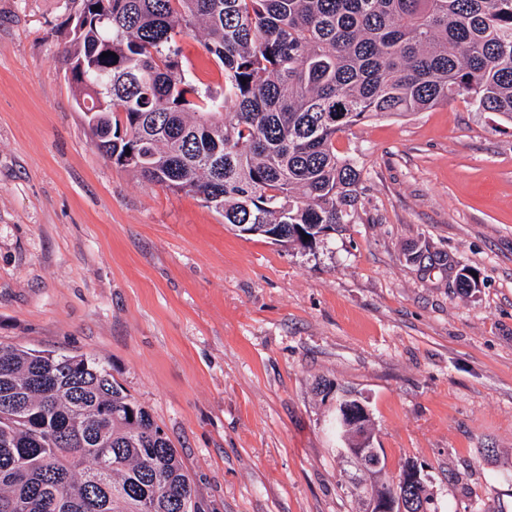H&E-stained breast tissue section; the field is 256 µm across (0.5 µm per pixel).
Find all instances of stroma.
Returning a JSON list of instances; mask_svg holds the SVG:
<instances>
[{
    "mask_svg": "<svg viewBox=\"0 0 512 512\" xmlns=\"http://www.w3.org/2000/svg\"><path fill=\"white\" fill-rule=\"evenodd\" d=\"M78 7L0 0V342L100 358L205 512H361L347 396L387 476L415 462L441 512H512V122L459 96L351 127L354 223L286 248L96 149L65 78ZM352 399L343 400L338 406V414L336 416V425L343 427L355 428L366 425L369 418L366 407L362 402L353 405Z\"/></svg>",
    "mask_w": 512,
    "mask_h": 512,
    "instance_id": "stroma-1",
    "label": "stroma"
}]
</instances>
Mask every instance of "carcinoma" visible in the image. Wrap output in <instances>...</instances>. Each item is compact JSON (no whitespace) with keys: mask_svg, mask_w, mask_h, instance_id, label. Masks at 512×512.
Returning a JSON list of instances; mask_svg holds the SVG:
<instances>
[{"mask_svg":"<svg viewBox=\"0 0 512 512\" xmlns=\"http://www.w3.org/2000/svg\"><path fill=\"white\" fill-rule=\"evenodd\" d=\"M70 27L95 146L143 181L199 197L224 223L310 247L350 224L361 169L336 136L466 97L512 121V0H81ZM194 37L219 95L183 62ZM109 52L111 56L102 57ZM309 239H304V236ZM438 512L425 485L408 490ZM177 449L97 357L0 343V512H182Z\"/></svg>","mask_w":512,"mask_h":512,"instance_id":"1","label":"carcinoma"}]
</instances>
